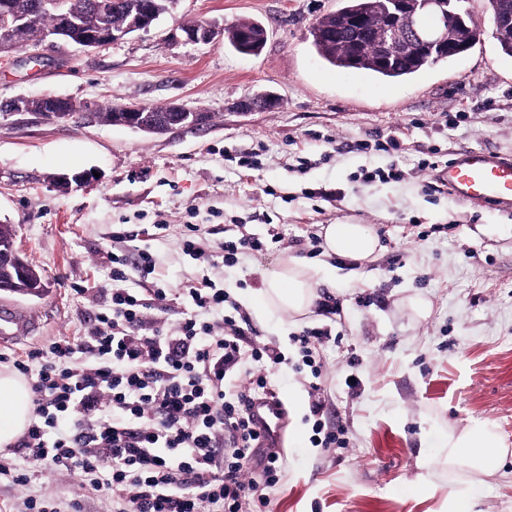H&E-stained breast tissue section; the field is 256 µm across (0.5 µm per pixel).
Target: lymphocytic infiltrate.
<instances>
[{"instance_id": "f902f5d3", "label": "lymphocytic infiltrate", "mask_w": 512, "mask_h": 512, "mask_svg": "<svg viewBox=\"0 0 512 512\" xmlns=\"http://www.w3.org/2000/svg\"><path fill=\"white\" fill-rule=\"evenodd\" d=\"M136 265L131 288L113 256L111 305L86 335L15 357L35 409L19 455L0 456V479L28 485L40 464L78 472L112 512H266L281 467L250 408L270 398L282 352L247 315H225L227 294L207 280L180 288L186 312L166 325L154 255L138 251Z\"/></svg>"}]
</instances>
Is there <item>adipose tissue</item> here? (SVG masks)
<instances>
[{"mask_svg":"<svg viewBox=\"0 0 512 512\" xmlns=\"http://www.w3.org/2000/svg\"><path fill=\"white\" fill-rule=\"evenodd\" d=\"M328 253L371 261L380 249L374 228L367 224H328L322 228ZM316 269L293 256H282L264 272L253 299L257 313L276 309L293 316L311 313L318 298ZM33 411V393L27 380L0 370V447L14 444L26 431ZM448 466L463 465L484 475L496 472L504 450L492 424L474 423L468 430L444 438Z\"/></svg>","mask_w":512,"mask_h":512,"instance_id":"ef3b65f1","label":"adipose tissue"}]
</instances>
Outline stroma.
Returning a JSON list of instances; mask_svg holds the SVG:
<instances>
[{
  "instance_id": "obj_1",
  "label": "stroma",
  "mask_w": 512,
  "mask_h": 512,
  "mask_svg": "<svg viewBox=\"0 0 512 512\" xmlns=\"http://www.w3.org/2000/svg\"><path fill=\"white\" fill-rule=\"evenodd\" d=\"M341 0H176L146 31L102 48L42 44L0 56V221L13 224L23 258L41 271V296L0 293L31 314L35 329L15 353L56 336H79L108 308L112 257L157 256L168 288L162 319L176 325V288L210 278L245 306L261 271L282 254L322 268L331 316L291 321L251 317L262 340L285 356L270 371L284 408L281 480L272 512H448L470 497L471 512H512V209L462 203L427 185L429 152L445 161L475 149L512 155V59L499 47L488 0L461 7L482 30L474 47L420 74L387 81L326 64L308 39L311 24ZM248 20L266 31L262 52L243 55L223 36L179 39L181 27L216 29ZM274 106L240 104L264 93ZM60 96L76 117L48 121L15 112L20 98ZM140 103L210 113L205 124L149 134L81 120L84 112ZM397 132L398 154L361 148ZM257 155V168L240 156ZM398 169V179L376 178ZM95 180L59 187L61 175ZM200 225L209 245L240 232L282 240L235 266L187 254L181 226ZM369 224L381 249L368 263L312 254L326 224ZM429 311L418 317L414 301ZM330 328L313 378L292 340ZM326 426L346 445L312 442L310 383ZM492 423L507 450L500 469L478 475L440 459L445 435ZM46 492L78 497L70 471L31 470L27 487L0 484V502Z\"/></svg>"
}]
</instances>
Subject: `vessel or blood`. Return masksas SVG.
I'll list each match as a JSON object with an SVG mask.
<instances>
[{
  "instance_id": "1",
  "label": "vessel or blood",
  "mask_w": 512,
  "mask_h": 512,
  "mask_svg": "<svg viewBox=\"0 0 512 512\" xmlns=\"http://www.w3.org/2000/svg\"><path fill=\"white\" fill-rule=\"evenodd\" d=\"M438 183L460 202L512 208V156L482 150L458 153L436 174ZM19 318L14 308L0 307V347L17 344ZM251 415L269 445H278L283 407L271 400L255 403Z\"/></svg>"
}]
</instances>
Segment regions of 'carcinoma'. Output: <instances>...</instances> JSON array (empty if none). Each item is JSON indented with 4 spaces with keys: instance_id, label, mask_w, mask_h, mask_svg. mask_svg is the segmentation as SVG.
<instances>
[{
    "instance_id": "obj_1",
    "label": "carcinoma",
    "mask_w": 512,
    "mask_h": 512,
    "mask_svg": "<svg viewBox=\"0 0 512 512\" xmlns=\"http://www.w3.org/2000/svg\"><path fill=\"white\" fill-rule=\"evenodd\" d=\"M19 8L31 15V19L15 27L11 47L37 48L46 37L54 32L57 24L55 10L41 7L42 0H14ZM70 10L67 21L68 32L63 41L81 47H90L102 38H112L90 26L94 0H61ZM390 0H343L337 11L319 18L309 30V39L317 55L328 65L339 69H359L388 79H402L418 74L426 67L444 60L456 58L454 54L434 52L432 56L416 58H393L379 62L377 45L371 35L352 36L349 31L353 21L364 15L383 14L390 10ZM256 24L239 21L224 28V38L235 49L255 42L252 34ZM92 118L112 125H123L125 115L114 107L91 113ZM177 113L164 108L147 106L136 113L134 121L149 131H167L176 123Z\"/></svg>"
}]
</instances>
